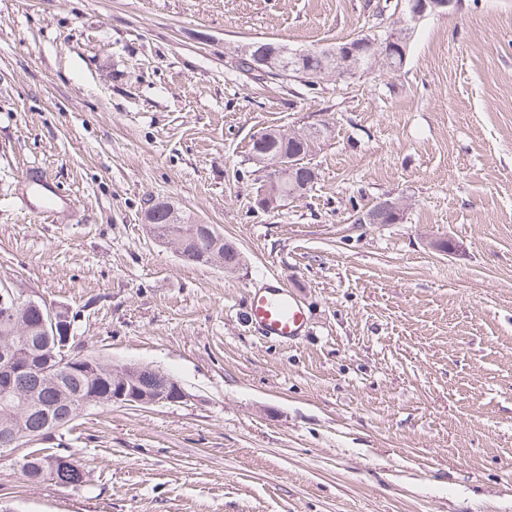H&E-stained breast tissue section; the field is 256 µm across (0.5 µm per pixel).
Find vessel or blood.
I'll return each mask as SVG.
<instances>
[{
	"label": "vessel or blood",
	"mask_w": 512,
	"mask_h": 512,
	"mask_svg": "<svg viewBox=\"0 0 512 512\" xmlns=\"http://www.w3.org/2000/svg\"><path fill=\"white\" fill-rule=\"evenodd\" d=\"M21 179L27 190L18 197L20 208L48 216L73 209L72 198L58 190L45 167L25 168ZM245 314L260 336L282 344L294 343L308 332L307 306L288 286L273 277L249 289Z\"/></svg>",
	"instance_id": "obj_1"
}]
</instances>
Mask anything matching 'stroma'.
<instances>
[{"instance_id": "1", "label": "stroma", "mask_w": 512, "mask_h": 512, "mask_svg": "<svg viewBox=\"0 0 512 512\" xmlns=\"http://www.w3.org/2000/svg\"><path fill=\"white\" fill-rule=\"evenodd\" d=\"M397 0H0V278L67 310L74 347L185 397L87 407L77 488L0 456L15 512H512V0L416 26L400 73L309 89L236 72L254 39L328 47ZM329 126L313 188L257 205L265 128ZM45 166L77 214L21 211ZM387 197L398 224H360ZM153 198L241 267L182 263ZM455 246L448 253L436 244ZM311 311L281 346L245 319L263 274Z\"/></svg>"}]
</instances>
